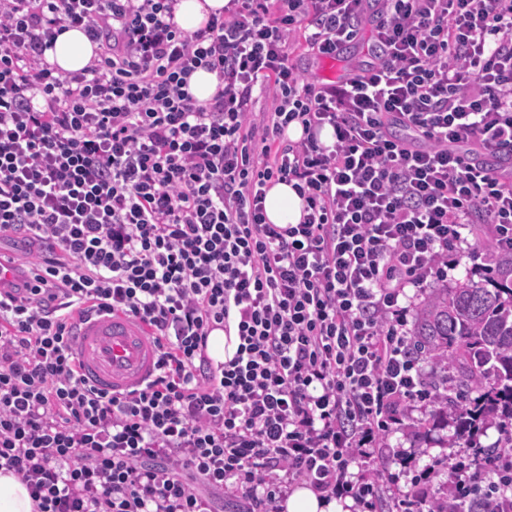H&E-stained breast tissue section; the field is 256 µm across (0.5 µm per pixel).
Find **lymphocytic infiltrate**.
<instances>
[{"mask_svg": "<svg viewBox=\"0 0 512 512\" xmlns=\"http://www.w3.org/2000/svg\"><path fill=\"white\" fill-rule=\"evenodd\" d=\"M174 2L0 0V239L38 248L0 285V467L38 512H217L213 490L281 512L300 482L376 512L378 479L350 467L432 397L414 296L454 254L512 253V163L474 160L512 159V0H376L371 62L320 85L290 48L335 57L367 0H228L190 34ZM71 28L100 52L63 72L45 52ZM200 68L223 83L205 104ZM278 182L300 223L268 222ZM85 304L151 328L150 386L86 384ZM448 502L512 512V448L460 456ZM220 85L217 73L197 69L189 79L188 91L198 103L203 104L212 99ZM236 334L237 330L233 327L230 328L229 337H227L224 330L221 329L213 330L210 333L208 336L206 352L213 360L214 364L217 365L232 359L239 344V338Z\"/></svg>", "mask_w": 512, "mask_h": 512, "instance_id": "1", "label": "lymphocytic infiltrate"}]
</instances>
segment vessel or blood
<instances>
[{"label": "vessel or blood", "mask_w": 512, "mask_h": 512, "mask_svg": "<svg viewBox=\"0 0 512 512\" xmlns=\"http://www.w3.org/2000/svg\"><path fill=\"white\" fill-rule=\"evenodd\" d=\"M74 323L79 372L96 389L120 394L153 378L159 348L147 325L122 312H87Z\"/></svg>", "instance_id": "obj_1"}]
</instances>
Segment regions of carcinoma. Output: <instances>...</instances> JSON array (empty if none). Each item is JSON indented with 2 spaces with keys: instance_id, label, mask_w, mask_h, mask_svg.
<instances>
[{
  "instance_id": "cac0c4a2",
  "label": "carcinoma",
  "mask_w": 512,
  "mask_h": 512,
  "mask_svg": "<svg viewBox=\"0 0 512 512\" xmlns=\"http://www.w3.org/2000/svg\"><path fill=\"white\" fill-rule=\"evenodd\" d=\"M410 354L429 363L448 360L433 385L436 429L453 416L467 437L507 409L512 418V254L495 257L490 274L453 288H432L419 306Z\"/></svg>"
}]
</instances>
